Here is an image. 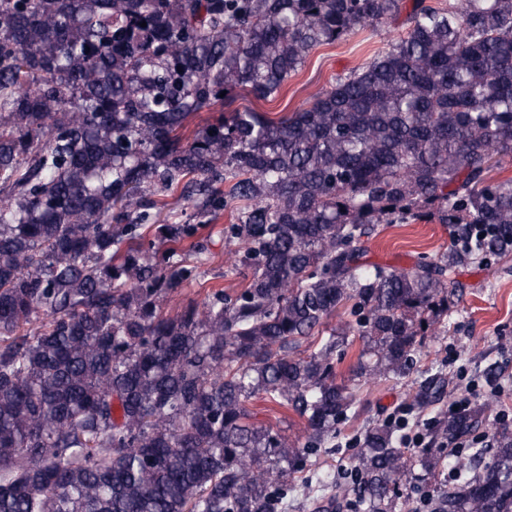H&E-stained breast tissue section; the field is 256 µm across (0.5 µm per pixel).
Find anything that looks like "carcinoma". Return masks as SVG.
Masks as SVG:
<instances>
[{"label": "carcinoma", "instance_id": "carcinoma-1", "mask_svg": "<svg viewBox=\"0 0 512 512\" xmlns=\"http://www.w3.org/2000/svg\"><path fill=\"white\" fill-rule=\"evenodd\" d=\"M401 0H0V512H283L354 414L336 383L350 306L357 377L411 371L456 271L512 252V0H413L407 31L278 119L193 113L278 94L317 47L392 19ZM225 96H220V93ZM232 207L247 270L176 314L200 279L199 225L159 197ZM435 218L449 252L362 261L376 224ZM191 241L189 253L146 238ZM292 411L300 445L251 422ZM448 442L472 415H443ZM445 456L421 449L428 471ZM436 512H512V433L471 448ZM351 493L388 512L411 474L397 430L363 438ZM247 407L255 416L258 424L272 426L274 429H280L283 434L288 436L289 440L299 438L305 442L307 432L301 421L290 411L286 413L284 410L275 407L266 401L263 396L256 395L247 402Z\"/></svg>", "mask_w": 512, "mask_h": 512}]
</instances>
